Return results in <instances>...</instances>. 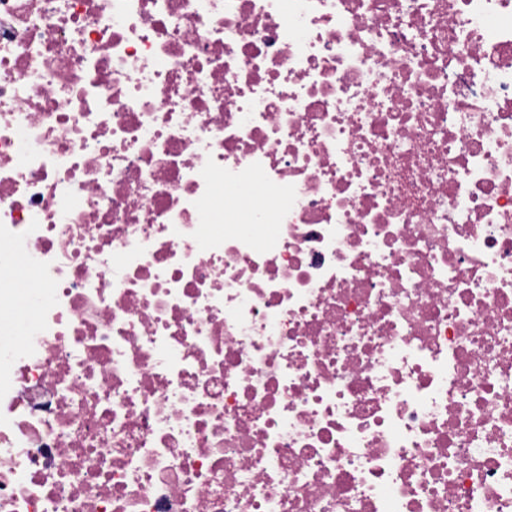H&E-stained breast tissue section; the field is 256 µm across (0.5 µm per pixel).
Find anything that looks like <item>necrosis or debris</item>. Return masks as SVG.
I'll use <instances>...</instances> for the list:
<instances>
[{
  "instance_id": "necrosis-or-debris-1",
  "label": "necrosis or debris",
  "mask_w": 512,
  "mask_h": 512,
  "mask_svg": "<svg viewBox=\"0 0 512 512\" xmlns=\"http://www.w3.org/2000/svg\"><path fill=\"white\" fill-rule=\"evenodd\" d=\"M19 302L0 512H512V0H0Z\"/></svg>"
}]
</instances>
